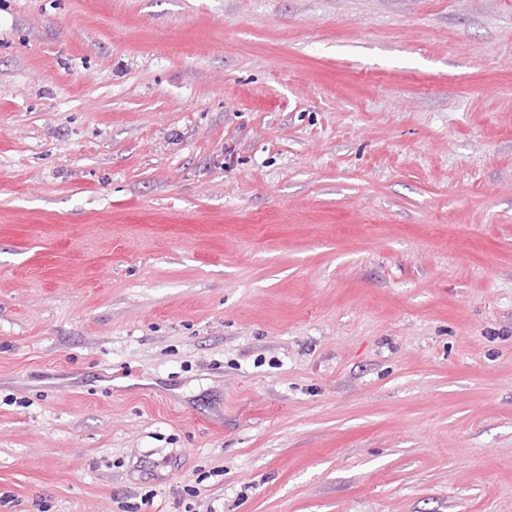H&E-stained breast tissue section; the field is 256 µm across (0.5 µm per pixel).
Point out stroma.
<instances>
[{"instance_id": "35a3bbf8", "label": "stroma", "mask_w": 512, "mask_h": 512, "mask_svg": "<svg viewBox=\"0 0 512 512\" xmlns=\"http://www.w3.org/2000/svg\"><path fill=\"white\" fill-rule=\"evenodd\" d=\"M0 512H512V0H0Z\"/></svg>"}]
</instances>
